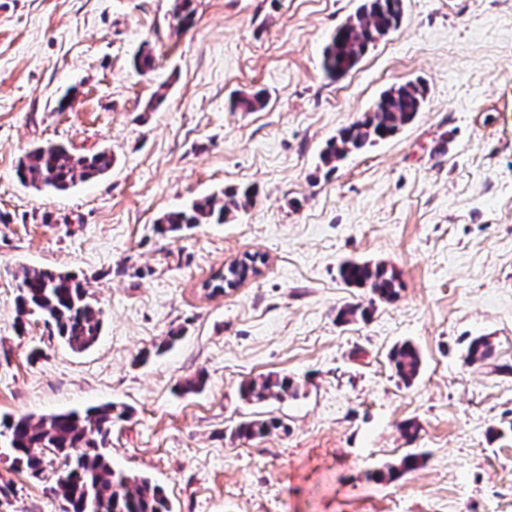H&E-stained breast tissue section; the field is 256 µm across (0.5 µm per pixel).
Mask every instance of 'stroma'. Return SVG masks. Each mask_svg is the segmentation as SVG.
<instances>
[{
    "instance_id": "obj_1",
    "label": "stroma",
    "mask_w": 512,
    "mask_h": 512,
    "mask_svg": "<svg viewBox=\"0 0 512 512\" xmlns=\"http://www.w3.org/2000/svg\"><path fill=\"white\" fill-rule=\"evenodd\" d=\"M362 2L195 0L181 27L174 0H0V418L125 407L112 466L151 477L173 512H512V0H404L399 28L330 80L323 48ZM416 80L427 94L411 123L323 165L329 140ZM258 91L262 109H230ZM48 142L114 163L39 190L17 168ZM248 187L253 203L224 223L154 230ZM246 253L264 256L261 275L208 294ZM346 260L395 268L399 298L345 285ZM25 267L83 279L101 310L92 347L19 317ZM367 303L366 318L337 320ZM476 336L493 348L481 366L464 362ZM405 340L421 356L408 385L389 362ZM201 371L203 389L183 392ZM268 373L297 396L242 401L240 383ZM253 418L276 426L232 437ZM411 447L417 469L374 478ZM53 482L0 438V512H62Z\"/></svg>"
}]
</instances>
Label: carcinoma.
<instances>
[{
	"label": "carcinoma",
	"instance_id": "obj_1",
	"mask_svg": "<svg viewBox=\"0 0 512 512\" xmlns=\"http://www.w3.org/2000/svg\"><path fill=\"white\" fill-rule=\"evenodd\" d=\"M194 0H176L174 18L186 27L194 19ZM403 16V0H367L354 15L336 28L323 50L322 68L326 76L340 78L351 71L377 41L396 30ZM427 89L419 81L393 86L384 91L374 108L329 141L321 153L325 165H332L349 154L395 135L413 121L423 108ZM112 154L100 151L79 156L60 144H48L28 151L18 166V177L35 188L63 191L76 182L97 178L110 169ZM252 192L224 193V204L206 198L187 209L171 210L156 224L161 235L177 233L197 224L224 223L227 216L250 204ZM243 269L230 265L212 277V292L224 291L241 277ZM341 280L348 286L366 288L373 298L390 302L402 288L399 274L383 263L347 261L339 268ZM16 308L19 316H40L54 327L57 335L74 351L90 348L101 331V312L92 302L83 281L75 274L47 269H26L18 284ZM492 357V346L483 336L470 340L466 362L481 365ZM390 360L398 378L411 383L419 374L421 358L410 341L394 347ZM299 386L284 375L267 374L250 379L240 387L241 398L263 403L285 395L296 396ZM126 410L113 404L77 412L55 413L34 421L29 417L0 419V428L8 437L13 462L40 476L48 464L46 453L58 461L57 478L51 487L55 498L66 504L64 512H172L162 487L144 475L129 476L112 467L108 444L112 419ZM274 427L270 420L240 422L231 435L238 439L262 437ZM421 456L408 453L400 463L387 467L379 478L393 479L417 467Z\"/></svg>",
	"mask_w": 512,
	"mask_h": 512
}]
</instances>
